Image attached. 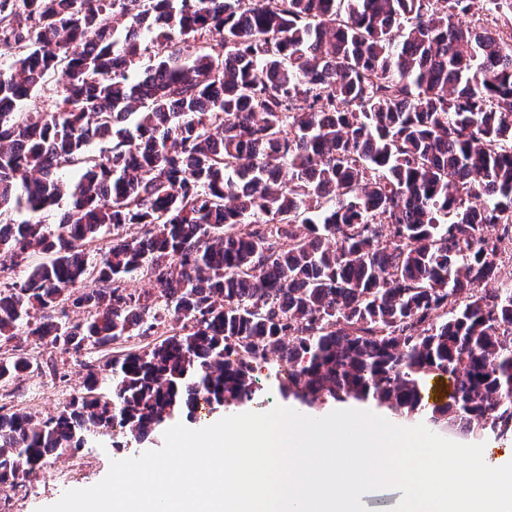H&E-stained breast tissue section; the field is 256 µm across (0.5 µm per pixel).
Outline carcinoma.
Returning a JSON list of instances; mask_svg holds the SVG:
<instances>
[{"label":"carcinoma","mask_w":512,"mask_h":512,"mask_svg":"<svg viewBox=\"0 0 512 512\" xmlns=\"http://www.w3.org/2000/svg\"><path fill=\"white\" fill-rule=\"evenodd\" d=\"M485 3L502 29L462 22ZM2 55L0 217L69 205L0 224V273L45 255L0 287V347L106 359L52 416L0 405V492L90 432L251 400L272 357L308 405L512 432V0H0ZM37 369L0 354V383ZM60 215V210L54 207L53 209H48L46 211L31 213L27 211L25 208H21L14 212H9L4 216L5 219L11 220V222L15 224H19L24 221H40L42 224H46L49 228L53 227V225L57 224L58 218Z\"/></svg>","instance_id":"cac0c4a2"}]
</instances>
